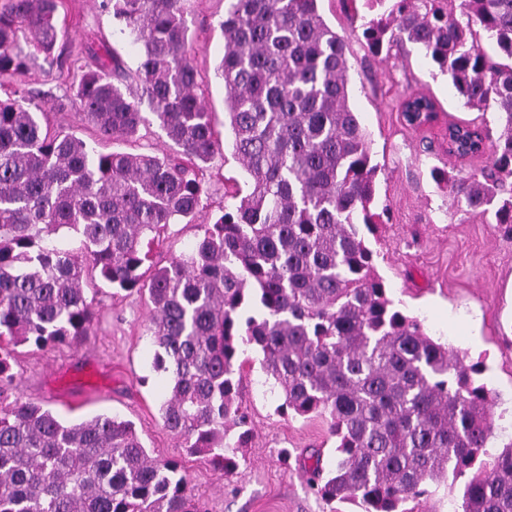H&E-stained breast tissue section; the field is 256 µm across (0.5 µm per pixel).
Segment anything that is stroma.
<instances>
[{"instance_id": "stroma-1", "label": "stroma", "mask_w": 512, "mask_h": 512, "mask_svg": "<svg viewBox=\"0 0 512 512\" xmlns=\"http://www.w3.org/2000/svg\"><path fill=\"white\" fill-rule=\"evenodd\" d=\"M100 0H63L58 24L65 35L54 58L36 57L28 72L0 76V97L18 89L69 92L74 73L64 67L70 50L91 36H105L128 69H136L140 45L123 33ZM327 24L349 45L350 106L371 138L376 177V208L390 219L376 225L367 240L378 274L391 298L420 319L435 340L483 361L481 382L498 397V444L512 442V238L497 233L485 218L463 211L446 184L435 182L431 168L450 174L480 173L486 156L456 158L446 152L448 127L471 121L496 129L497 113L466 108L450 79L411 44L393 42L386 58H372L361 36L373 13L365 0H320ZM190 53L199 73V96L224 128V84L216 68L224 55L218 22L224 0H186ZM421 93L439 106L434 122L408 125L399 100ZM244 180L231 153L214 156L208 168L204 209L195 223L169 225L163 257L187 252L199 225L211 222L224 204L227 178ZM98 315L89 336L77 346L45 349L24 344L15 349L18 393L70 421L98 414L131 421L150 455L178 460L189 485L209 503L211 512H329L311 491L294 462L303 449L318 448L323 463H336L326 420L278 414L279 393L258 365H245L238 397L250 416L253 439L236 474L217 477L201 457L178 448L161 419L160 405L170 390L165 373L153 367L155 348L145 329L152 314L147 295L99 294ZM291 462H283L281 449Z\"/></svg>"}]
</instances>
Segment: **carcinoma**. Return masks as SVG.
<instances>
[{"label":"carcinoma","mask_w":512,"mask_h":512,"mask_svg":"<svg viewBox=\"0 0 512 512\" xmlns=\"http://www.w3.org/2000/svg\"><path fill=\"white\" fill-rule=\"evenodd\" d=\"M219 27L228 147L246 174L193 249L151 258L161 232L203 208L206 164L222 150L197 94L184 0H101L142 46L134 74L101 46L72 94L102 140L132 139L156 121L172 153L106 152L51 125L23 96L0 99V512H207L177 461L152 458L134 425L97 415L69 423L16 394L13 347L76 344L93 329V294L147 293L153 367L172 388L165 428L219 477L252 437L237 401L247 349L273 381L277 412L324 418L336 465L321 453L302 474L330 512H416L431 486H461L450 512H512V442L496 446V399L480 365L433 339L387 295L362 229L372 230L369 138L349 106L348 47L318 0H227ZM384 12L362 24L382 55L395 27L448 75L469 108L494 107L496 138L451 124L449 154L488 155L480 175L431 177L512 238V0H366ZM59 0L0 8V75L28 69L20 35L49 58ZM495 42L498 59L482 48ZM135 78L139 91L122 90ZM413 124L436 111L412 94ZM66 228L80 238L61 247Z\"/></svg>","instance_id":"cac0c4a2"}]
</instances>
